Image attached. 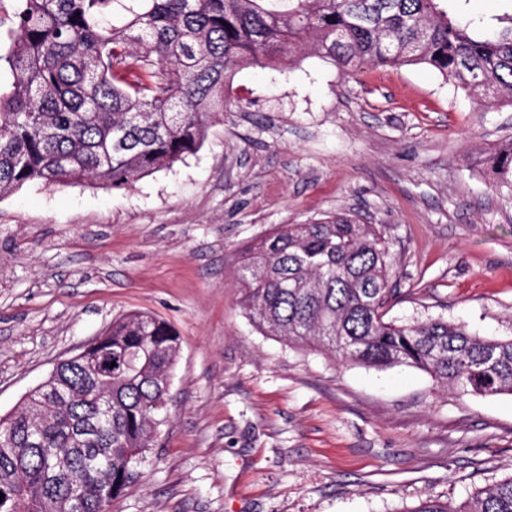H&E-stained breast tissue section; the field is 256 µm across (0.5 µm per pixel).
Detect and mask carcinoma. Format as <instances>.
<instances>
[{
  "label": "carcinoma",
  "mask_w": 512,
  "mask_h": 512,
  "mask_svg": "<svg viewBox=\"0 0 512 512\" xmlns=\"http://www.w3.org/2000/svg\"><path fill=\"white\" fill-rule=\"evenodd\" d=\"M16 0L0 65V198L30 181L125 189L194 153L224 111L227 71L289 54L305 38L344 71L429 64L456 86L512 105V15L486 31L447 0ZM493 186L512 195V141L494 149ZM390 248L374 224L348 214L283 224L247 246L240 304L290 346L319 348L373 367L405 365L464 394L512 395V339L441 318L387 319ZM112 351V381L93 361ZM179 337L163 320L112 322L80 365L64 366L66 397L39 443L67 459L59 470L27 444L43 392L0 423V512H109L133 464L166 421V382ZM413 512H512V477L459 506L425 500Z\"/></svg>",
  "instance_id": "1"
}]
</instances>
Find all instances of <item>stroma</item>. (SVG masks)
Here are the masks:
<instances>
[{
    "label": "stroma",
    "mask_w": 512,
    "mask_h": 512,
    "mask_svg": "<svg viewBox=\"0 0 512 512\" xmlns=\"http://www.w3.org/2000/svg\"><path fill=\"white\" fill-rule=\"evenodd\" d=\"M200 149L129 188L0 199V417L120 317L176 332L168 419L111 512H412L512 476V395L291 347L240 305L279 224L345 212L391 243L388 316L512 338V106L426 64L344 73L307 52L234 67ZM493 159V186L496 190L512 195V141L502 144L494 149Z\"/></svg>",
    "instance_id": "stroma-1"
}]
</instances>
